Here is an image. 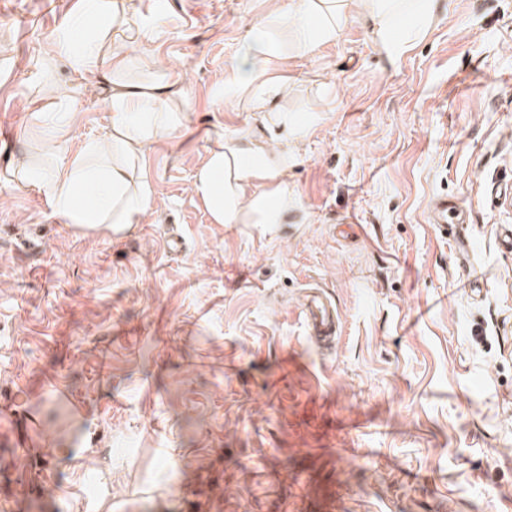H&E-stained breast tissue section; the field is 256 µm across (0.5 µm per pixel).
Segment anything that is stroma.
Returning <instances> with one entry per match:
<instances>
[{
	"instance_id": "1",
	"label": "stroma",
	"mask_w": 512,
	"mask_h": 512,
	"mask_svg": "<svg viewBox=\"0 0 512 512\" xmlns=\"http://www.w3.org/2000/svg\"><path fill=\"white\" fill-rule=\"evenodd\" d=\"M76 3L0 0V393L71 398L38 407L56 453L19 461L31 512L51 488L57 512H512V0H439L395 62L360 18L292 60L294 206L226 226L192 179L207 135L261 125L214 90L274 0H132L174 20L151 49L188 65L190 122L148 146L158 204L123 239L5 172L40 157L46 82L79 109L70 151L110 127L103 79L45 65ZM440 198L463 223L431 224ZM315 289L329 348L300 313ZM303 316L309 335L318 341L334 340L339 331V315L330 300L319 294L307 295Z\"/></svg>"
}]
</instances>
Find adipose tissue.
Listing matches in <instances>:
<instances>
[{
  "label": "adipose tissue",
  "mask_w": 512,
  "mask_h": 512,
  "mask_svg": "<svg viewBox=\"0 0 512 512\" xmlns=\"http://www.w3.org/2000/svg\"><path fill=\"white\" fill-rule=\"evenodd\" d=\"M127 0H81L65 20L56 42L79 80L101 75L110 86L111 124L103 139L78 151L67 148L78 109L59 103L54 125L45 134L50 164L17 166L12 174L23 186L45 196L54 212L71 225H132L155 208L146 157L148 145L177 135L189 116L183 108L184 73L156 63L145 52L155 27L137 23ZM265 24L251 28L236 66L215 95L218 102L245 100L260 112L262 138L248 134L215 139L196 171L192 190L216 224H280L292 203L288 155L296 141L287 127L272 124L271 113L285 89L282 72L289 54L278 41L287 33L298 53L314 54L334 42L350 15L364 17L389 58L412 43L397 35L404 24L415 32L434 18L438 0H275ZM135 32L141 53L126 44Z\"/></svg>",
  "instance_id": "adipose-tissue-1"
}]
</instances>
